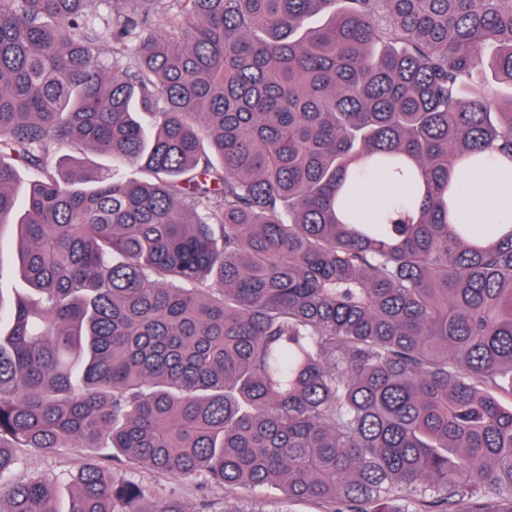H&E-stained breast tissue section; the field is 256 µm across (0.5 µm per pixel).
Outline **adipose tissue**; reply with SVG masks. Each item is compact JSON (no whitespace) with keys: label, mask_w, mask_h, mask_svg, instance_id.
<instances>
[{"label":"adipose tissue","mask_w":512,"mask_h":512,"mask_svg":"<svg viewBox=\"0 0 512 512\" xmlns=\"http://www.w3.org/2000/svg\"><path fill=\"white\" fill-rule=\"evenodd\" d=\"M461 207L480 215L492 214L501 222H512V183L502 179L498 169L488 167L471 176L461 199Z\"/></svg>","instance_id":"adipose-tissue-1"}]
</instances>
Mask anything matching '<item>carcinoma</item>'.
<instances>
[{
  "label": "carcinoma",
  "instance_id": "obj_1",
  "mask_svg": "<svg viewBox=\"0 0 512 512\" xmlns=\"http://www.w3.org/2000/svg\"><path fill=\"white\" fill-rule=\"evenodd\" d=\"M89 4L0 0V512H219L87 456L62 511L23 448L512 512V224L455 205L512 162V0H121L110 67ZM17 229L6 227L0 235V290L7 297L15 289L27 288L16 263Z\"/></svg>",
  "mask_w": 512,
  "mask_h": 512
}]
</instances>
